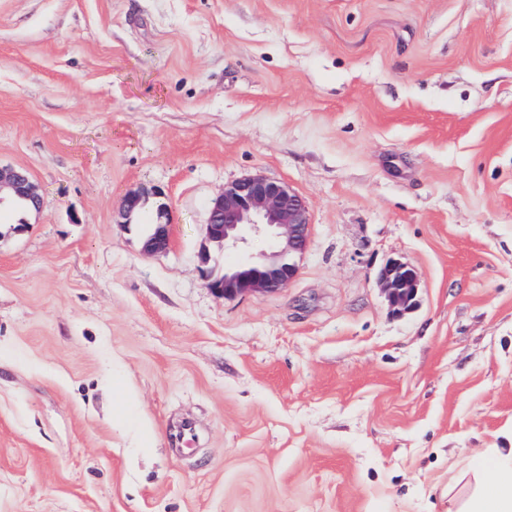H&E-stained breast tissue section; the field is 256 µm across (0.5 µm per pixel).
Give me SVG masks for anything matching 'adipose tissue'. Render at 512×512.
I'll return each instance as SVG.
<instances>
[{"mask_svg": "<svg viewBox=\"0 0 512 512\" xmlns=\"http://www.w3.org/2000/svg\"><path fill=\"white\" fill-rule=\"evenodd\" d=\"M448 512H512V448L473 458L448 486Z\"/></svg>", "mask_w": 512, "mask_h": 512, "instance_id": "1", "label": "adipose tissue"}]
</instances>
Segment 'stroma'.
Wrapping results in <instances>:
<instances>
[{
	"instance_id": "obj_1",
	"label": "stroma",
	"mask_w": 512,
	"mask_h": 512,
	"mask_svg": "<svg viewBox=\"0 0 512 512\" xmlns=\"http://www.w3.org/2000/svg\"><path fill=\"white\" fill-rule=\"evenodd\" d=\"M0 165L42 198L0 209V512H448L512 447V0H0ZM253 174L309 245L219 299ZM310 228L307 201L287 184L262 175L225 184L209 206V241L226 251L261 235L269 240L270 249L259 257L225 265L222 275L207 267L210 259L205 251L201 275L206 288L225 300L287 288L298 275V259L307 250ZM156 212L158 215V222L155 224L156 229L143 242V251L147 254L165 252L171 243V223L167 203L160 202L157 205ZM378 280L387 294L393 313L416 305L419 275L413 266L399 259H390L380 269Z\"/></svg>"
}]
</instances>
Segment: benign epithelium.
<instances>
[{"instance_id":"7a95c632","label":"benign epithelium","mask_w":512,"mask_h":512,"mask_svg":"<svg viewBox=\"0 0 512 512\" xmlns=\"http://www.w3.org/2000/svg\"><path fill=\"white\" fill-rule=\"evenodd\" d=\"M13 197L29 201L36 210L40 208V195L27 171L0 167V202ZM156 212V229L143 242L147 254L162 253L171 243L167 203H159ZM310 228L307 201L287 184L262 175H248L224 185L209 206V241L229 250L261 235L269 240L270 249L258 257L224 267L222 275L208 268L209 255L203 254L201 275L206 288L224 299L256 291L276 293L287 288L298 275V259L307 250ZM378 280L392 312L416 305L419 275L413 266L391 259L380 269Z\"/></svg>"}]
</instances>
